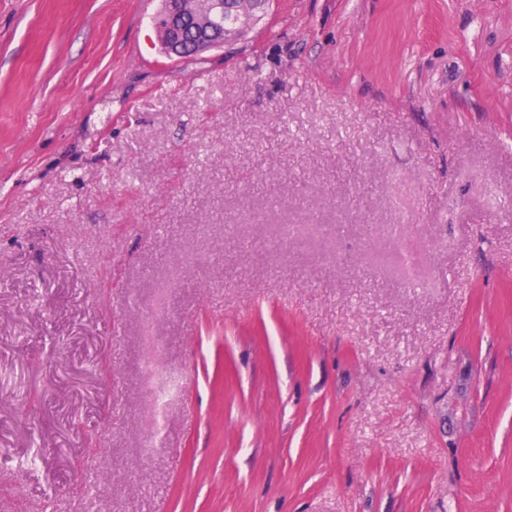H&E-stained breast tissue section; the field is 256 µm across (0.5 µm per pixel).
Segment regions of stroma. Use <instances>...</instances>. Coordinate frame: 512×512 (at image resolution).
I'll return each instance as SVG.
<instances>
[{"label":"stroma","mask_w":512,"mask_h":512,"mask_svg":"<svg viewBox=\"0 0 512 512\" xmlns=\"http://www.w3.org/2000/svg\"><path fill=\"white\" fill-rule=\"evenodd\" d=\"M161 5L0 0V512H512V0ZM270 0H167L166 10L157 18L159 27L166 33L162 44L164 53L170 58H184L183 32L185 19L192 18L195 27L196 46L200 49L211 50L223 47L234 38L231 34L236 27L231 18H221L224 12L231 11L241 21V30L263 17L269 8ZM218 16L213 21L216 29H224L218 33L209 25V18Z\"/></svg>","instance_id":"stroma-1"}]
</instances>
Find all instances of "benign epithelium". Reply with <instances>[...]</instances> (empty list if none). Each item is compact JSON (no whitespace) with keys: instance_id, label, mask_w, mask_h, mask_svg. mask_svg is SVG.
<instances>
[{"instance_id":"1","label":"benign epithelium","mask_w":512,"mask_h":512,"mask_svg":"<svg viewBox=\"0 0 512 512\" xmlns=\"http://www.w3.org/2000/svg\"><path fill=\"white\" fill-rule=\"evenodd\" d=\"M269 4L270 0H167L166 10L158 20L159 27L166 33L163 51L170 58L184 57L182 40L187 18L197 22V47L211 50L224 46L232 38L213 30L209 25L210 18L231 11L244 29L263 17Z\"/></svg>"}]
</instances>
